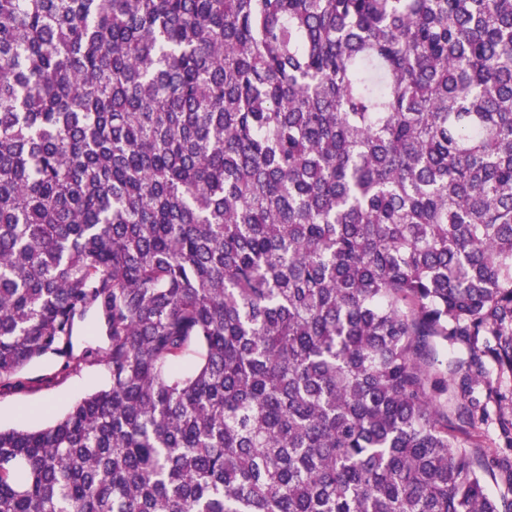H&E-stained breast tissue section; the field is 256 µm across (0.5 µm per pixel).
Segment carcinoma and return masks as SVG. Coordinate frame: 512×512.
I'll list each match as a JSON object with an SVG mask.
<instances>
[{"instance_id":"carcinoma-1","label":"carcinoma","mask_w":512,"mask_h":512,"mask_svg":"<svg viewBox=\"0 0 512 512\" xmlns=\"http://www.w3.org/2000/svg\"><path fill=\"white\" fill-rule=\"evenodd\" d=\"M90 313L0 512H512V0H0V378Z\"/></svg>"}]
</instances>
